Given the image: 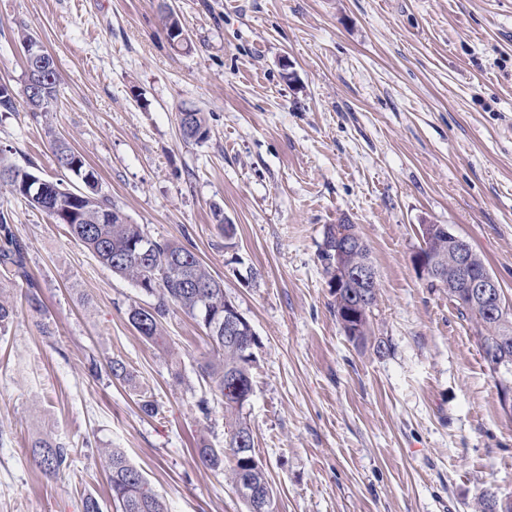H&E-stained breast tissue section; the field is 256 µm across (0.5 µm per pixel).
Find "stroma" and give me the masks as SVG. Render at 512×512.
<instances>
[{"instance_id":"stroma-1","label":"stroma","mask_w":512,"mask_h":512,"mask_svg":"<svg viewBox=\"0 0 512 512\" xmlns=\"http://www.w3.org/2000/svg\"><path fill=\"white\" fill-rule=\"evenodd\" d=\"M168 2L188 47L168 43L158 0H0V83L23 90L22 29L59 74L48 116L0 112V148L55 181L66 141L129 223L223 281L259 341L242 414L275 512H475L488 488L512 499V418L477 328L413 263L417 226L451 225L512 304V0ZM186 107L206 113L207 142L183 140ZM1 210L30 279L0 280L15 310L0 332V512L109 501L107 448L168 512H245L197 463L226 431L198 373L202 328L175 309L164 346L148 343L127 310L154 297L3 188ZM331 224L370 246L384 355L336 319L318 258ZM115 358L132 382L109 374ZM46 436L71 450L55 480L31 458Z\"/></svg>"}]
</instances>
